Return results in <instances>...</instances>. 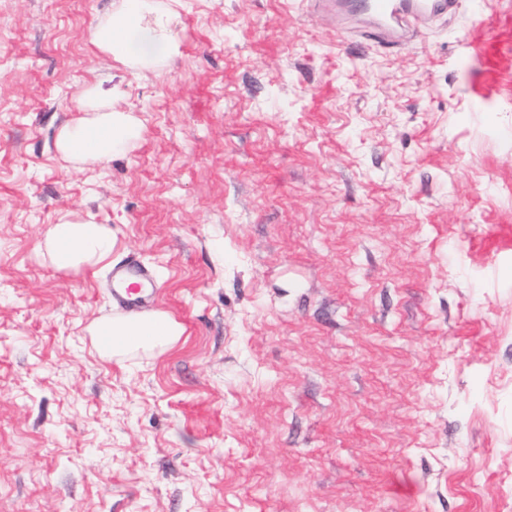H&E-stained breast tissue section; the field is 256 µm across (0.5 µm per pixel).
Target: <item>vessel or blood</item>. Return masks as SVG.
Segmentation results:
<instances>
[{
  "mask_svg": "<svg viewBox=\"0 0 512 512\" xmlns=\"http://www.w3.org/2000/svg\"><path fill=\"white\" fill-rule=\"evenodd\" d=\"M338 11L360 16L365 26L362 34L369 40L403 43V33L411 18H440L455 8L456 0H325ZM150 278L140 263H129L113 273L114 293L118 302L128 308L141 306L143 286Z\"/></svg>",
  "mask_w": 512,
  "mask_h": 512,
  "instance_id": "b4317fda",
  "label": "vessel or blood"
}]
</instances>
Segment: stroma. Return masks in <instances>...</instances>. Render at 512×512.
Here are the masks:
<instances>
[{"instance_id":"35a3bbf8","label":"stroma","mask_w":512,"mask_h":512,"mask_svg":"<svg viewBox=\"0 0 512 512\" xmlns=\"http://www.w3.org/2000/svg\"><path fill=\"white\" fill-rule=\"evenodd\" d=\"M112 2L0 0V512H512V0L397 47L318 0H182L140 75L90 43ZM102 75L143 137L77 167ZM66 211L107 266L41 257ZM132 260L185 332L107 361Z\"/></svg>"}]
</instances>
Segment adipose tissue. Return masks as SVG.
Masks as SVG:
<instances>
[{
    "instance_id": "adipose-tissue-1",
    "label": "adipose tissue",
    "mask_w": 512,
    "mask_h": 512,
    "mask_svg": "<svg viewBox=\"0 0 512 512\" xmlns=\"http://www.w3.org/2000/svg\"><path fill=\"white\" fill-rule=\"evenodd\" d=\"M180 0H115L110 12L91 31L101 53L121 62L134 75L155 70L179 54L172 29ZM119 92L104 80L86 85L78 98L80 114L58 130L55 148L64 160L100 165L130 152L142 133L140 120L118 104ZM117 244L109 225L68 212L48 230L42 253L58 270L94 268L108 261ZM91 336H109L97 350L107 359L138 352L166 350L184 333L183 326L161 310L117 313L93 322Z\"/></svg>"
}]
</instances>
